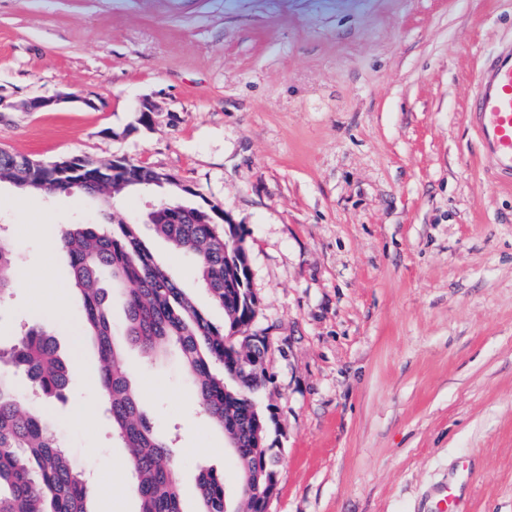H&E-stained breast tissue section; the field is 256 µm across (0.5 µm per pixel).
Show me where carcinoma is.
<instances>
[{
    "label": "carcinoma",
    "mask_w": 512,
    "mask_h": 512,
    "mask_svg": "<svg viewBox=\"0 0 512 512\" xmlns=\"http://www.w3.org/2000/svg\"><path fill=\"white\" fill-rule=\"evenodd\" d=\"M0 178L40 193L79 191L110 197L123 191L112 180V164L52 167L0 153ZM155 233L193 260L199 282L224 312L217 325L180 287L169 270L148 251L139 225L69 224L61 230L59 249L67 257L82 296V321L97 342L105 402L137 481L139 512H181L177 472L179 459L160 439L140 409L130 383L123 348L113 338L107 287L123 291L126 340L146 356L173 343L193 386L201 412L226 435L236 449L235 466L250 492L234 512H261L257 491L275 475L269 417L256 406L253 391L266 381L260 371L250 383L242 378L239 343L231 335L248 326L245 316L254 299L245 295V255H227L231 236L247 250L238 224H218L205 212L182 209L156 212L149 219ZM16 257L0 238V297L10 288L9 270ZM10 357L34 388L47 398L58 397L69 384L70 372L57 355L52 336L31 328L18 337ZM202 512H227L224 475L203 471L199 476ZM87 482L72 466L51 428L30 408L11 382L0 376V512H88Z\"/></svg>",
    "instance_id": "1"
}]
</instances>
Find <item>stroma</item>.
<instances>
[{
    "label": "stroma",
    "instance_id": "stroma-1",
    "mask_svg": "<svg viewBox=\"0 0 512 512\" xmlns=\"http://www.w3.org/2000/svg\"><path fill=\"white\" fill-rule=\"evenodd\" d=\"M505 47L512 0H0V96L14 104L1 148L124 157L240 225L259 300L248 331L269 343L267 512H436L450 486L461 512H512V186L468 118L475 73ZM56 94L73 100L25 107ZM145 98L159 107L148 130L134 126ZM159 196H26L0 181V235L29 276L0 298V376L20 393L29 382L5 353L30 327L97 371L81 295L47 238L138 221ZM142 235L222 324L192 260ZM126 354L142 411L177 449L183 512H200L204 470L237 504L234 458L177 350ZM35 407L74 466L100 476L88 512H138L95 385L72 378Z\"/></svg>",
    "mask_w": 512,
    "mask_h": 512
}]
</instances>
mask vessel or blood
<instances>
[{
    "mask_svg": "<svg viewBox=\"0 0 512 512\" xmlns=\"http://www.w3.org/2000/svg\"><path fill=\"white\" fill-rule=\"evenodd\" d=\"M475 79L481 93L471 121L496 168L512 177V51L497 53Z\"/></svg>",
    "mask_w": 512,
    "mask_h": 512,
    "instance_id": "1",
    "label": "vessel or blood"
}]
</instances>
